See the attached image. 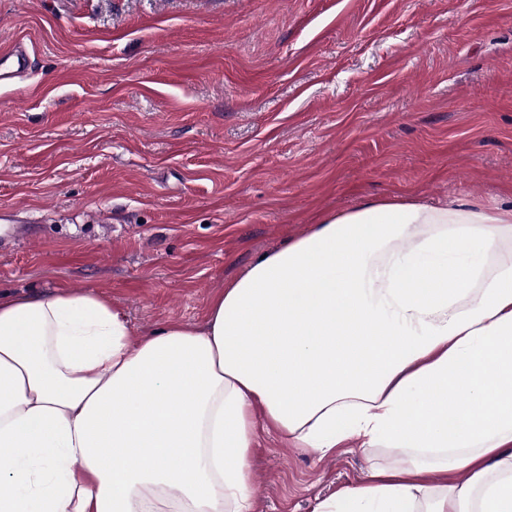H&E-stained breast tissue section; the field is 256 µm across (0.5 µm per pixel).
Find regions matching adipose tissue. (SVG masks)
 <instances>
[{"instance_id":"1","label":"adipose tissue","mask_w":512,"mask_h":512,"mask_svg":"<svg viewBox=\"0 0 512 512\" xmlns=\"http://www.w3.org/2000/svg\"><path fill=\"white\" fill-rule=\"evenodd\" d=\"M260 422L409 450L315 512H512V209L364 202L146 337L0 291V512H252Z\"/></svg>"}]
</instances>
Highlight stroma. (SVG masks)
Wrapping results in <instances>:
<instances>
[{"label":"stroma","mask_w":512,"mask_h":512,"mask_svg":"<svg viewBox=\"0 0 512 512\" xmlns=\"http://www.w3.org/2000/svg\"><path fill=\"white\" fill-rule=\"evenodd\" d=\"M0 289L202 326L265 251L368 200L512 205V0H0ZM404 448L257 425L254 512H314ZM31 65L28 51L21 45L0 47V80L19 77L26 73Z\"/></svg>","instance_id":"35a3bbf8"}]
</instances>
